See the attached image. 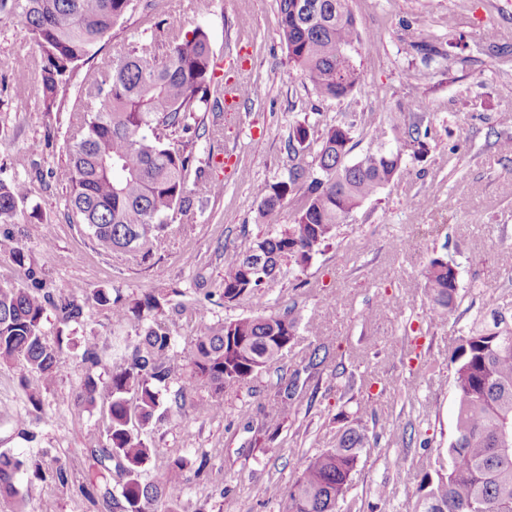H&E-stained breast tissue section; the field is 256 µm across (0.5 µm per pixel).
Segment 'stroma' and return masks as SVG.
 Segmentation results:
<instances>
[{"label": "stroma", "mask_w": 512, "mask_h": 512, "mask_svg": "<svg viewBox=\"0 0 512 512\" xmlns=\"http://www.w3.org/2000/svg\"><path fill=\"white\" fill-rule=\"evenodd\" d=\"M349 8L363 39L352 51L361 85L342 101L318 99L289 66L277 0H156L113 28L106 57L143 40H164L176 21L208 32L221 63L216 81L236 77L231 62L247 59L249 100L238 116L224 118L223 135L194 144L223 182V195L177 216L145 260L103 251L82 226L67 222L66 144L75 116L69 108L44 112L39 69L15 67L29 51L26 36L18 20H0V74L23 101L18 107L0 96V180L30 181L23 209L41 214L16 225L19 239L49 287L65 296L117 288L136 299L180 289L185 310H166L164 321L182 357L196 336L194 305L223 279L225 249L242 235L272 231L256 221V190L287 178L293 126L354 121L356 159L394 146L391 117L414 101L427 104L428 155L418 161L405 153L399 177L340 225L333 245L304 270H284L233 305H210L211 322L291 309L300 324L282 356L247 383L218 396L198 386L186 416L146 428L153 450L146 478L163 476L172 457L190 462L180 475L178 512H278L265 488L287 485L308 455L332 447L347 417L362 418L371 438L350 496L363 512H412L415 475L427 456L446 450L456 418L449 358L488 296L512 310V264L501 258L512 247V154L497 145L512 137V0H349ZM423 42L437 43L439 56L423 61L416 50ZM368 112L373 122L362 121ZM420 195L429 197L427 207L417 206ZM437 255L456 266L460 298L447 319L430 326L419 272ZM72 339L59 377L41 390L36 408L25 389L39 388L37 375L0 360V451L26 462L18 475L29 491L25 512H112L111 498L86 490L97 471L90 450L107 439V411L77 398L87 372L82 354L97 347L96 372L103 376L115 344L132 348L141 338L92 303ZM321 344L329 358L316 367L310 356ZM418 352L434 362L433 375L411 371ZM339 367L354 373L353 390L338 385ZM285 389L294 393L293 408L271 437L260 424ZM214 401L223 406L217 416L207 412ZM203 459L208 465L196 473ZM59 465L67 470L63 483L51 476Z\"/></svg>", "instance_id": "stroma-1"}]
</instances>
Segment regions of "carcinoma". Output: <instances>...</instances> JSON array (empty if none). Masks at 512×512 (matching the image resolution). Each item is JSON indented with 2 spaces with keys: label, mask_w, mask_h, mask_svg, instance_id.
Segmentation results:
<instances>
[{
  "label": "carcinoma",
  "mask_w": 512,
  "mask_h": 512,
  "mask_svg": "<svg viewBox=\"0 0 512 512\" xmlns=\"http://www.w3.org/2000/svg\"><path fill=\"white\" fill-rule=\"evenodd\" d=\"M281 37L288 63L312 85L317 97L343 100L360 81L351 50L360 33L348 0H277ZM139 0H0V18L19 20L34 54L18 60L21 68L38 67L43 110L59 112L74 91L75 113L66 168V219L84 226L99 246L136 253L146 259L177 214L192 208L207 189L220 194L183 135L190 119L207 108L224 111V84L214 81V53L207 31L185 32L172 23L167 40H146L112 58L94 61L112 38L117 22ZM80 84L72 86L76 70ZM353 124L336 122L323 128L299 123L288 139V178L262 185L258 222L278 224L284 204L292 205L291 222L275 235L245 236L224 251V277L209 292L195 315L200 326L187 355L186 373H175V342L158 320L166 295L151 291L130 300L114 288H96L83 302L56 297L44 290L29 255L6 228L19 222V205L29 197L25 181L0 180V253L25 269L26 281L0 287V359L17 362L39 375L44 387L55 383L66 333L84 322L89 302L112 317L144 332L141 347L112 363L106 378L89 375L78 398L90 406L108 407V444L90 449L102 471L116 473L120 492L112 496L115 512H154L164 503L169 512L183 488L169 479L147 481L142 469L152 454L143 430L153 420L163 397L173 393L172 408L186 413L188 394L197 383L216 393L238 388L278 358L295 338L298 319L292 311L257 314L222 322L205 320L208 304L218 297L233 304L275 280L283 264L304 269L313 256L336 239L340 224L365 201L376 197L399 175L401 151L379 148L352 164ZM394 140L428 154V132L417 122H397ZM316 145L319 171L307 161ZM430 301L429 322L444 320L456 307V267L433 257L423 271ZM488 313L460 338L450 356L457 403L455 424L446 454L423 464L413 512H512V311L495 300ZM58 322L55 342L46 339L48 315ZM178 389L170 391V384ZM369 445L365 427L352 422L336 435L332 448L306 458L286 487L271 486L280 512H363L348 497L352 476ZM25 462L0 452V500L25 512L27 492L17 475Z\"/></svg>",
  "instance_id": "1"
}]
</instances>
